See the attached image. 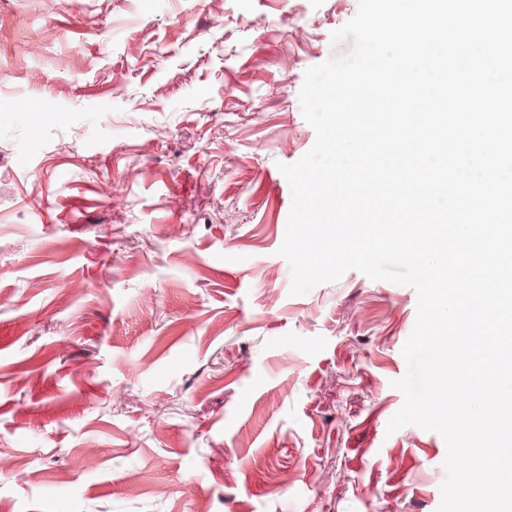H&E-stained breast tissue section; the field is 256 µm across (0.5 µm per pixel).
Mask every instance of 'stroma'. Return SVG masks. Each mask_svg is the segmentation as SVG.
I'll list each match as a JSON object with an SVG mask.
<instances>
[{
  "mask_svg": "<svg viewBox=\"0 0 512 512\" xmlns=\"http://www.w3.org/2000/svg\"><path fill=\"white\" fill-rule=\"evenodd\" d=\"M357 8L0 0V512H437L415 290L278 254Z\"/></svg>",
  "mask_w": 512,
  "mask_h": 512,
  "instance_id": "obj_1",
  "label": "stroma"
}]
</instances>
